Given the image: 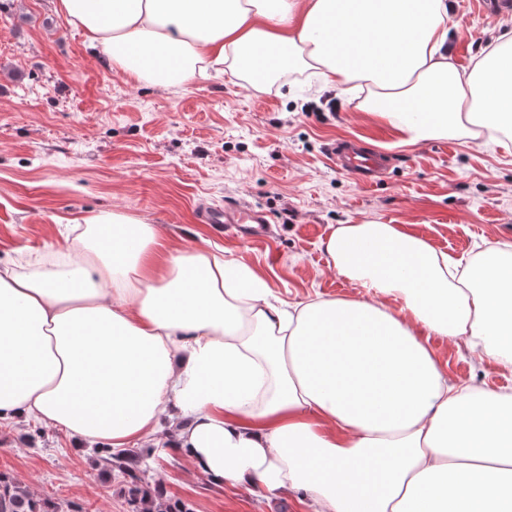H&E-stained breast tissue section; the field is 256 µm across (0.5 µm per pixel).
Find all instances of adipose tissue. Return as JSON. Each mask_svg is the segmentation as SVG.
<instances>
[{
	"label": "adipose tissue",
	"instance_id": "obj_1",
	"mask_svg": "<svg viewBox=\"0 0 512 512\" xmlns=\"http://www.w3.org/2000/svg\"><path fill=\"white\" fill-rule=\"evenodd\" d=\"M137 83L308 70L414 145L472 125L512 142V31L468 69L448 0H56ZM74 258L0 266V420L114 448L161 415L196 470L311 512H512V395L450 381L427 339L512 371V249L462 265L395 224L325 243L366 299L282 308L242 261L169 248L109 210Z\"/></svg>",
	"mask_w": 512,
	"mask_h": 512
}]
</instances>
